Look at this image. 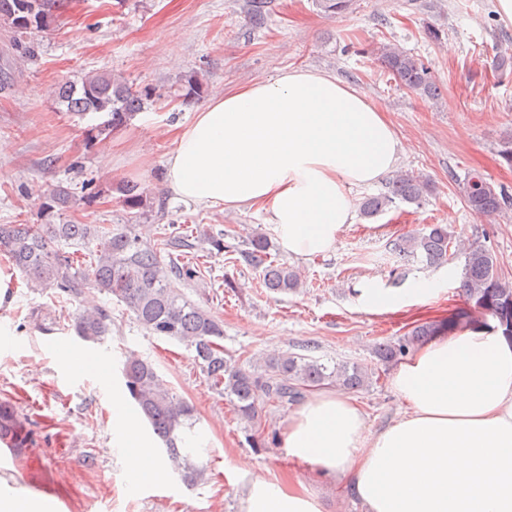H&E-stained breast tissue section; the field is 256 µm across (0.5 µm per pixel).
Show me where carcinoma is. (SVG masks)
Masks as SVG:
<instances>
[{
    "mask_svg": "<svg viewBox=\"0 0 512 512\" xmlns=\"http://www.w3.org/2000/svg\"><path fill=\"white\" fill-rule=\"evenodd\" d=\"M59 7L60 0H0V22L19 33L41 31ZM380 58L400 86L425 96L439 95V86L422 59L390 45L382 48ZM150 97L148 88L107 72L88 74L79 86L64 82L56 91L57 101L73 115L107 113L108 120L94 127L92 141L126 124ZM460 185L468 207L477 214L492 216L512 207V196L496 191L480 173H468ZM430 191L429 180L401 173L389 182L386 193L365 199L361 209L365 217L371 218L397 200L418 203ZM119 192L124 207L133 210L144 206L140 183L127 181ZM52 202L66 209L79 199L59 185L53 190ZM64 245L85 249L88 267H76L73 254L62 249ZM268 249L267 237L254 234L231 263H244L258 271L264 287L272 292L296 291L301 285L297 272L271 259ZM392 251L403 260L413 258L427 265H442L457 257L453 237L443 224H430L422 232L396 239ZM0 254L9 258L35 290L56 289L61 296L77 299L90 284L100 293L117 297L149 333L194 349V363L211 389L226 397L237 416L251 425L261 419L262 406L268 403L292 404L302 399L305 391L327 381L355 392L367 386L372 377L358 365L338 364L331 369L317 359L292 353L267 356L262 365L251 370L224 357L222 321L185 299L175 286L178 280L200 276L198 256L191 255L190 261L181 265L166 263L158 244L141 240L132 224L110 228L99 224H0ZM464 258L459 285L462 294L477 298L487 309L512 312V287L499 282L491 251L474 243L464 250ZM72 329L85 341L101 342L112 331V316L105 309L79 312ZM438 334V324L418 325L407 335L380 345L376 350L378 360L394 364L416 345ZM122 374L131 398L164 443L181 481L192 486L204 480L206 468L197 462L193 405L166 390L153 364L133 352L126 356ZM0 439L14 448H23L26 443L21 421L6 404H0Z\"/></svg>",
    "mask_w": 512,
    "mask_h": 512,
    "instance_id": "cac0c4a2",
    "label": "carcinoma"
}]
</instances>
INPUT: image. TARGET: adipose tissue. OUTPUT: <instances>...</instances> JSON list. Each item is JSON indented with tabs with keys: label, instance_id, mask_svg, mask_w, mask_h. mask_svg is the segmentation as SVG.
<instances>
[{
	"label": "adipose tissue",
	"instance_id": "adipose-tissue-1",
	"mask_svg": "<svg viewBox=\"0 0 512 512\" xmlns=\"http://www.w3.org/2000/svg\"><path fill=\"white\" fill-rule=\"evenodd\" d=\"M166 162L176 200L245 206L282 249L330 252L354 218L351 190L395 168L403 151L385 113L327 73L293 69L225 90L178 126ZM400 417L373 431L355 400L317 394L288 415V459L346 477L364 512H512V332L467 329L421 345L400 363ZM112 433L129 463V490L170 465L120 395ZM0 512H65L51 493L0 476ZM241 512H323L302 481L254 480Z\"/></svg>",
	"mask_w": 512,
	"mask_h": 512
}]
</instances>
